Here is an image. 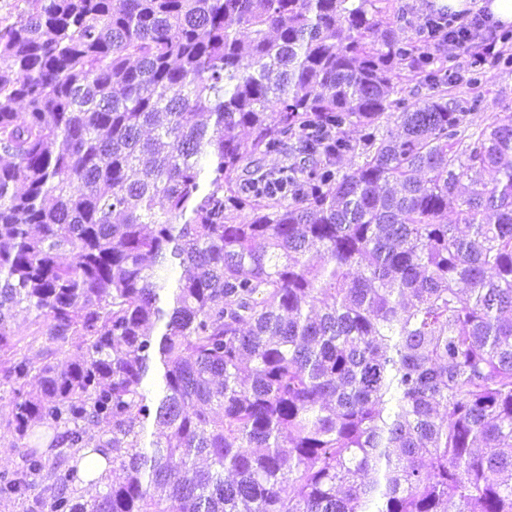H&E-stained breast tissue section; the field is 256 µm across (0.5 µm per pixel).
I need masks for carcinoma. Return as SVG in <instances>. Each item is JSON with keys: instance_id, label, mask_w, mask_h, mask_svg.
<instances>
[{"instance_id": "1", "label": "carcinoma", "mask_w": 512, "mask_h": 512, "mask_svg": "<svg viewBox=\"0 0 512 512\" xmlns=\"http://www.w3.org/2000/svg\"><path fill=\"white\" fill-rule=\"evenodd\" d=\"M20 2L0 24V371L24 466L0 498L512 512V118L471 132L440 90L381 133L403 70L448 83L384 0ZM41 337L82 351L21 353ZM38 426L122 476L82 501L80 458L49 461Z\"/></svg>"}]
</instances>
